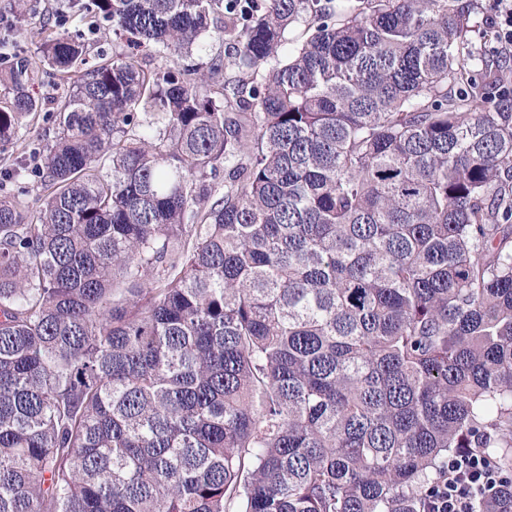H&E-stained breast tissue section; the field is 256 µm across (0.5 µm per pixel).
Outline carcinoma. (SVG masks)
Returning a JSON list of instances; mask_svg holds the SVG:
<instances>
[{
  "instance_id": "1",
  "label": "carcinoma",
  "mask_w": 512,
  "mask_h": 512,
  "mask_svg": "<svg viewBox=\"0 0 512 512\" xmlns=\"http://www.w3.org/2000/svg\"><path fill=\"white\" fill-rule=\"evenodd\" d=\"M348 2L68 0L127 50L4 52L1 146L63 93L38 214L0 170V512H430L471 451L512 512V55ZM208 33L234 76L167 64Z\"/></svg>"
}]
</instances>
